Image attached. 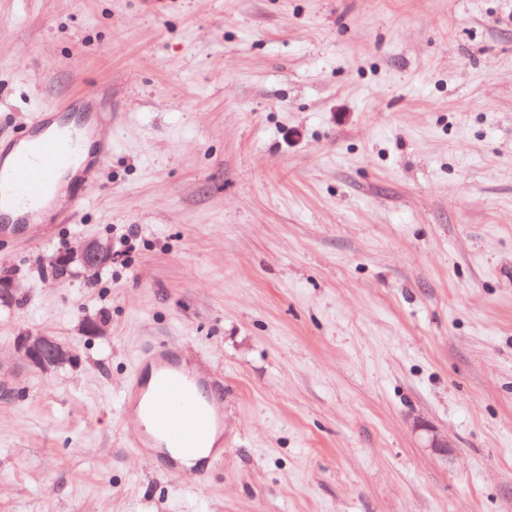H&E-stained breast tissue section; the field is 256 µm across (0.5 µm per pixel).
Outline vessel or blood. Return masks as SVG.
<instances>
[{
  "label": "vessel or blood",
  "mask_w": 512,
  "mask_h": 512,
  "mask_svg": "<svg viewBox=\"0 0 512 512\" xmlns=\"http://www.w3.org/2000/svg\"><path fill=\"white\" fill-rule=\"evenodd\" d=\"M77 151L76 141L60 133L32 147L15 149L10 162L0 161V214L15 197L36 206ZM211 382V376L188 370L174 349L155 347L150 376L133 379L127 388L151 429L142 444L185 451L207 445L210 430L224 425L223 410L201 397Z\"/></svg>",
  "instance_id": "vessel-or-blood-1"
}]
</instances>
